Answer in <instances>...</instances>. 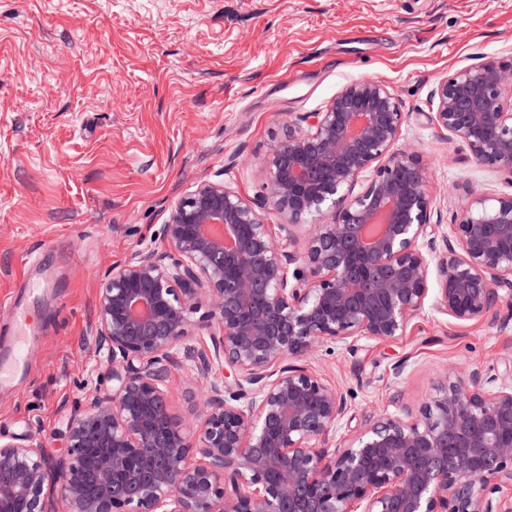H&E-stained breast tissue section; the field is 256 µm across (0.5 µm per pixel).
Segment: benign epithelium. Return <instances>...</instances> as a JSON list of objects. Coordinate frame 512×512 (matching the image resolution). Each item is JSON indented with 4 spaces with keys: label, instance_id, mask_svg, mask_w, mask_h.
I'll return each mask as SVG.
<instances>
[{
    "label": "benign epithelium",
    "instance_id": "benign-epithelium-1",
    "mask_svg": "<svg viewBox=\"0 0 512 512\" xmlns=\"http://www.w3.org/2000/svg\"><path fill=\"white\" fill-rule=\"evenodd\" d=\"M432 100L512 187V58L455 71ZM404 118L383 82L348 83L268 144L261 202L211 179L177 201L165 247L100 280L99 383L62 450L0 435V512H512V380L450 368L413 408L400 363L395 411L334 447L347 399L294 362L401 336L429 301L512 319V191L432 222L422 159L393 151ZM176 370L208 380L192 433L170 414Z\"/></svg>",
    "mask_w": 512,
    "mask_h": 512
}]
</instances>
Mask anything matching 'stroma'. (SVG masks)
<instances>
[{"label":"stroma","mask_w":512,"mask_h":512,"mask_svg":"<svg viewBox=\"0 0 512 512\" xmlns=\"http://www.w3.org/2000/svg\"><path fill=\"white\" fill-rule=\"evenodd\" d=\"M510 57L512 0H0V324L26 281L45 288L30 371L0 391V434L61 447L66 416L96 383L99 277L163 247L171 206L200 180L223 177L256 200L266 143L350 82L382 81L401 101L398 147L421 155L440 223L467 189L504 191L432 121L431 91ZM402 361L408 403L449 365L504 374L512 321L428 308L402 336L304 359L358 421L391 408Z\"/></svg>","instance_id":"1"}]
</instances>
